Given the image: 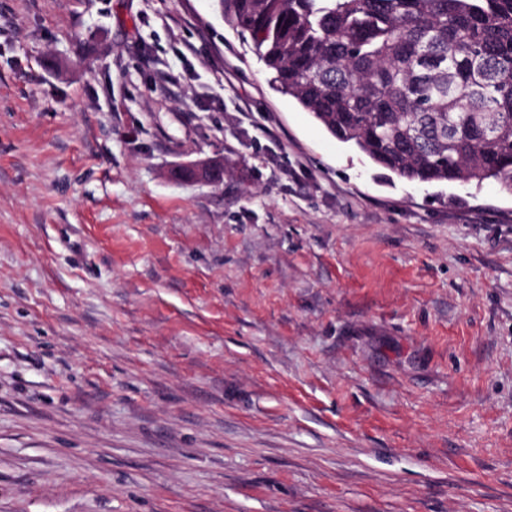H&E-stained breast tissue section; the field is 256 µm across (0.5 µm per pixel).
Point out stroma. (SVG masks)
<instances>
[{"label":"stroma","mask_w":512,"mask_h":512,"mask_svg":"<svg viewBox=\"0 0 512 512\" xmlns=\"http://www.w3.org/2000/svg\"><path fill=\"white\" fill-rule=\"evenodd\" d=\"M0 512H512V193L374 165L213 0H0ZM220 170H224V161L222 159H206L189 165L186 169L180 170V178L204 183L210 182L212 177Z\"/></svg>","instance_id":"stroma-1"}]
</instances>
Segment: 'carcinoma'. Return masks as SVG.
I'll return each mask as SVG.
<instances>
[{"mask_svg": "<svg viewBox=\"0 0 512 512\" xmlns=\"http://www.w3.org/2000/svg\"><path fill=\"white\" fill-rule=\"evenodd\" d=\"M334 138L408 182L512 193V0H221Z\"/></svg>", "mask_w": 512, "mask_h": 512, "instance_id": "1", "label": "carcinoma"}]
</instances>
